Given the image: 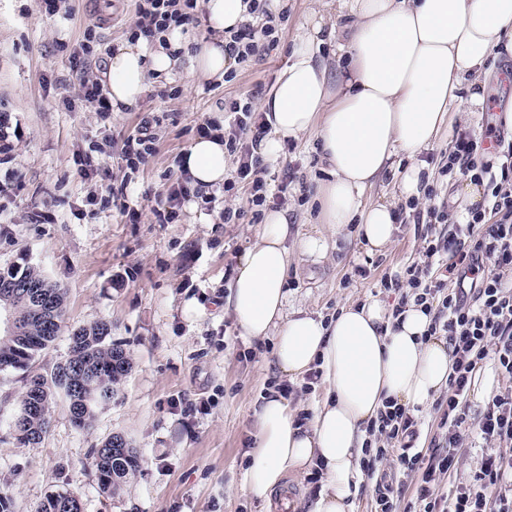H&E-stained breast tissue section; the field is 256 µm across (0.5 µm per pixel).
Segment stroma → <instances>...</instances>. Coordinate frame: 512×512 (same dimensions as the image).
I'll use <instances>...</instances> for the list:
<instances>
[{
    "label": "stroma",
    "instance_id": "obj_1",
    "mask_svg": "<svg viewBox=\"0 0 512 512\" xmlns=\"http://www.w3.org/2000/svg\"><path fill=\"white\" fill-rule=\"evenodd\" d=\"M288 20L277 46L234 64L232 81L197 82L184 69L151 75L138 105L109 115L78 101L79 86L69 58L94 30L100 60L128 39L136 20L135 0H76L71 17L47 16L38 0H0V268L37 266L67 292L65 321L56 341L36 360L41 370L63 362L75 327L104 319L122 344L132 369L117 399L102 409L93 427L74 426L63 401H56L49 432L36 443L18 442L8 427L26 390L22 372H0V491L12 512H37L57 491L78 497L84 512H278L243 490L246 454L254 446L255 411L270 384L288 385L289 405L310 412L324 394L323 383L289 379L275 361L273 340L247 342L224 308L227 287L248 244L260 230L243 188L181 208L177 223H158L154 211L183 181L181 161L199 124L223 111L225 102L248 97L260 102L286 65L297 25L312 0H285ZM512 55L492 60L481 111L463 131L482 135L494 126L512 139V86L501 77ZM156 119L155 154L126 174L121 148L142 118ZM453 145L440 134L424 152L426 173L440 200L464 214V178L439 174ZM293 175L308 190L281 198L278 187ZM324 177L319 144L309 136L285 147L267 167V208L286 209L290 241L325 237V255L292 258L285 288L288 306L332 318L350 302L400 300L383 288L384 274L417 261L423 239L446 233L443 224H420L416 208L400 200L398 176L387 173L369 193L396 201L400 218L394 242L368 250L349 225L329 235L317 221L316 189ZM125 185L138 209L130 223L112 203V189ZM243 209L236 224L225 223V207ZM493 362L471 385L462 458L447 490L472 483L486 454L478 434L480 413L506 388ZM119 433L139 452V472L119 495L104 493L92 450Z\"/></svg>",
    "mask_w": 512,
    "mask_h": 512
}]
</instances>
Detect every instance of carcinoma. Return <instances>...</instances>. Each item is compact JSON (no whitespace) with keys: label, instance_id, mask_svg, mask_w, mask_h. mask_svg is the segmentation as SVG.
<instances>
[{"label":"carcinoma","instance_id":"cac0c4a2","mask_svg":"<svg viewBox=\"0 0 512 512\" xmlns=\"http://www.w3.org/2000/svg\"><path fill=\"white\" fill-rule=\"evenodd\" d=\"M29 285L48 296L54 304V314L42 320L31 311L21 298H3L1 305H10L25 328L24 339L17 341L0 336V372L22 370L26 373V392L19 408L33 401L43 402L41 409L29 415L20 429L18 441H36L47 433L51 426V411L57 393L65 398H84L88 408L76 427L87 429L96 419L98 410L112 402L119 392L122 379L128 374L131 363L126 351L112 342V325L106 320L74 328L69 335L68 356L64 364L42 373L35 368L36 357L57 338L65 309V292L51 283L32 265H11L0 270V286ZM93 461L100 488L117 495L125 484L135 476L139 467L137 449L122 435L115 434L93 449Z\"/></svg>","mask_w":512,"mask_h":512}]
</instances>
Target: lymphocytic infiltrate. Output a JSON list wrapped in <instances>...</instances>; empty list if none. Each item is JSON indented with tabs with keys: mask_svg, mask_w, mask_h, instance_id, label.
I'll list each match as a JSON object with an SVG mask.
<instances>
[{
	"mask_svg": "<svg viewBox=\"0 0 512 512\" xmlns=\"http://www.w3.org/2000/svg\"><path fill=\"white\" fill-rule=\"evenodd\" d=\"M250 12L261 19L260 29L245 24L224 38L225 53L240 62L279 41L280 19L269 12L265 0H250ZM136 13L130 39L153 41L170 29L196 26L198 0H137ZM85 39L87 44L82 54L71 59L70 69L82 100L106 112L109 102L91 71L94 36L89 33ZM225 109L234 116L235 130L228 134L224 147L236 155L238 166L224 187L231 190L236 184H246L252 205H264L265 167L254 147L267 132L265 119L248 98L233 100ZM486 155L482 138L459 133L441 173L485 183L490 211L476 209L457 217L447 206L435 204L437 190L428 188L426 196L432 205L427 221L447 225V236L426 241L421 261L381 279L383 287L400 291L402 303L423 306L431 317L429 335L447 337L455 358L447 393L439 403L442 417L434 448L412 451L410 441L417 436L418 422L393 403L368 428L373 443L365 448V474L373 475L391 452H399L401 461L420 476L418 512H512V146L504 151L500 167L486 162ZM445 254L454 258L447 267L440 264ZM489 359L511 383L489 399L479 421L481 438L494 450L484 459L474 483L456 487L448 497L441 494V483L458 464L462 428L469 413L468 394L477 371Z\"/></svg>",
	"mask_w": 512,
	"mask_h": 512,
	"instance_id": "f902f5d3",
	"label": "lymphocytic infiltrate"
}]
</instances>
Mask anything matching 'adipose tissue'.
Returning a JSON list of instances; mask_svg holds the SVG:
<instances>
[{
	"label": "adipose tissue",
	"mask_w": 512,
	"mask_h": 512,
	"mask_svg": "<svg viewBox=\"0 0 512 512\" xmlns=\"http://www.w3.org/2000/svg\"><path fill=\"white\" fill-rule=\"evenodd\" d=\"M321 3L301 23L287 65L260 103L271 136L259 151L273 161L287 142L315 134L327 164L318 186L320 223L335 234L357 225L370 247L381 248L396 231L395 205L366 202L367 191L404 158L399 195L421 197L422 153L452 124L456 104L467 103L472 111L482 106L480 73L498 48L512 49V0ZM202 6L215 32L211 41L195 48L176 30L165 47L141 39L116 49L107 73L113 106H135L150 73H172L183 60L198 79L223 77L230 65L224 32L249 20V0H203ZM333 14L349 17V28L330 22ZM326 45L341 61L333 74L320 58ZM182 168L194 187L208 194L220 190L228 172L223 142L196 137ZM288 234L287 211H267L226 304L244 340L274 339L283 374L296 378L321 370L326 390L303 426L278 393L264 397L243 488L266 503L288 472L315 468L321 487L307 512H354L369 425L390 400L415 416L427 411L448 385L452 349L445 337L427 336L430 318L413 304L397 327L375 298L345 306L329 321L288 311Z\"/></svg>",
	"instance_id": "adipose-tissue-1"
}]
</instances>
